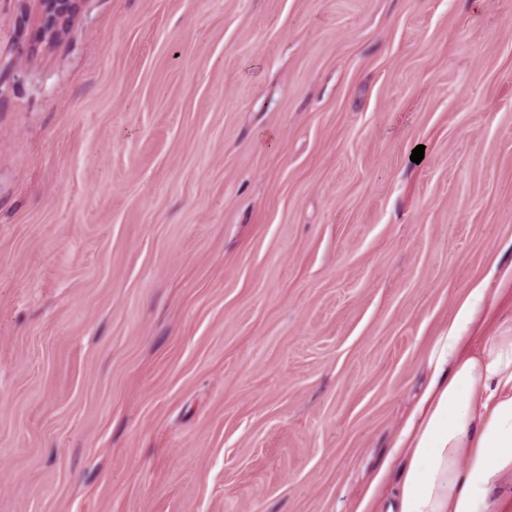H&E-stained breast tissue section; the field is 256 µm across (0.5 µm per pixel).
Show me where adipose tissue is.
<instances>
[{
  "mask_svg": "<svg viewBox=\"0 0 512 512\" xmlns=\"http://www.w3.org/2000/svg\"><path fill=\"white\" fill-rule=\"evenodd\" d=\"M498 297L472 289L433 339V379L370 486L397 471L396 512H490V491L512 473V332L470 349Z\"/></svg>",
  "mask_w": 512,
  "mask_h": 512,
  "instance_id": "ef3b65f1",
  "label": "adipose tissue"
}]
</instances>
